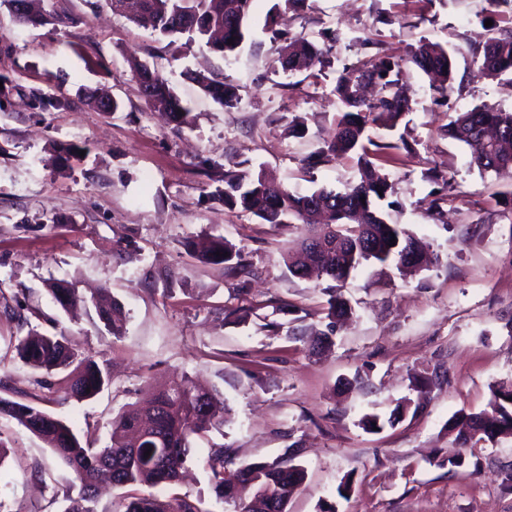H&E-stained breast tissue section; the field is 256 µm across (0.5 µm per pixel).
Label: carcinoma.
I'll return each instance as SVG.
<instances>
[{
	"label": "carcinoma",
	"instance_id": "cac0c4a2",
	"mask_svg": "<svg viewBox=\"0 0 512 512\" xmlns=\"http://www.w3.org/2000/svg\"><path fill=\"white\" fill-rule=\"evenodd\" d=\"M252 0H139L136 13L128 19L139 27L161 37L186 35L189 39L209 35V29L224 31L221 45L210 48L229 58L243 44L249 32ZM306 0H284L267 15L266 27L277 36L285 11L304 7ZM324 49L303 36L284 40L279 62L283 69L301 71L322 56ZM409 61L437 83L435 90L445 95L453 80L454 58L445 47L436 43H420L410 52ZM400 64L383 55L353 69L344 70L336 82V95L343 108L336 137L326 146L311 152L306 158L310 169L318 166L325 155H357V181L344 191L318 188L308 193L288 190V187L268 180L263 172L224 171V190L217 197L229 208H239L267 224H297L303 232L299 252L287 253L284 263L291 276L307 279L312 275L334 282L347 280L365 263L392 265L402 275L418 272L427 263L424 251L412 262L404 253L416 248L414 236L399 224L389 223L374 201L381 200L391 190L372 158L390 156L394 151L409 150L404 136L396 141L376 142L362 139L370 122L393 129L411 109V99L399 80ZM480 78H500L512 75V27H504L487 39L477 68ZM203 92L221 106L239 102L234 86L204 75L192 77ZM365 81L379 86L378 96L367 102L355 97V87ZM146 101L162 108L181 126L189 123V109L167 82L156 85L147 93L143 81H138ZM444 132L463 143L470 151V164L481 172L493 171L512 164V111L482 106L460 111L446 125ZM398 241L393 246L390 240ZM200 261L234 269L242 262V253L235 244L222 236L208 239L202 248H193ZM49 292L60 309L92 302L95 313L113 336L126 329V315L114 299H87L76 283L57 280L49 284ZM327 316L336 320L352 316L348 301L330 294ZM15 349L21 361L32 369L48 375L64 371L68 393L80 400L90 399L110 382L107 369L92 356H78L62 332L39 333L29 330L18 338ZM223 402L217 390L198 387L184 376L152 399L135 403L112 420L111 444L95 448L79 437L63 420L35 405L0 396V416L6 415L36 436L73 473L80 485V494L64 512H98L96 500L98 480L106 475L113 487L170 486L179 481L192 452L191 438L209 432L223 421L215 418L214 409ZM489 406L491 411L461 412L448 421L460 430L461 446L476 454L477 446L493 442L502 436H512V385L494 388ZM405 404L400 402L383 423L376 415L364 418L371 430L394 425ZM150 455H145V452ZM206 466L210 481L221 498H233L239 486L253 487L252 500L241 512H288V503L305 479L298 465L282 461L237 464L222 444L210 448ZM125 512H203L200 501L175 497L163 501L154 495L135 497Z\"/></svg>",
	"mask_w": 512,
	"mask_h": 512
}]
</instances>
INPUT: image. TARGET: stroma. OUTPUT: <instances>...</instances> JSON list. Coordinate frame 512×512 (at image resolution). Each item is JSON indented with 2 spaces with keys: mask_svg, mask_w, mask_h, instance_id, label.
Wrapping results in <instances>:
<instances>
[{
  "mask_svg": "<svg viewBox=\"0 0 512 512\" xmlns=\"http://www.w3.org/2000/svg\"><path fill=\"white\" fill-rule=\"evenodd\" d=\"M276 2L253 0L251 34L230 58L198 41L169 43L113 13L110 0H45L55 20L37 28L0 7V290L38 307L41 331L57 327L112 375L94 398L70 397L60 375L19 360L20 322L0 311V396L102 448L113 417L170 380L186 374L216 388L223 428L194 439L184 480L159 493L200 500L203 512H239L250 499L212 491L215 443L239 464L290 458L304 468L288 512H512L500 472L512 437L486 444L478 469L457 474L445 463L456 446L449 419L486 409L492 389L512 382V209L498 203L512 193V167L480 172L443 132L458 111H512V78H480L474 62L512 11L488 0H308L285 17L287 35L326 49L307 79L278 61L281 42L265 27ZM422 41L456 53L447 100L406 61ZM383 54L402 61L411 109L397 131L410 149L382 160L392 192L378 207L437 260L407 278L364 265L337 289L353 315L335 324L325 281L284 266L299 229L224 207L214 193L239 161L301 193L356 182L350 157L313 170L304 159L335 133L339 73ZM134 60L189 107L187 125L144 101ZM189 70L235 85L238 104L215 103ZM95 89L119 110L90 103ZM431 169L448 187L428 179ZM442 191L449 200L435 218L429 203ZM207 234L240 248L241 268L190 255L187 241ZM55 279L107 288L126 313L125 334L112 337L91 308L64 314L48 292ZM233 309L245 318H229ZM319 333L328 342L317 349ZM404 400L412 406L395 425L362 426ZM0 438L13 448L0 469V512H63L78 496L62 463L15 420L0 416Z\"/></svg>",
  "mask_w": 512,
  "mask_h": 512,
  "instance_id": "1",
  "label": "stroma"
}]
</instances>
